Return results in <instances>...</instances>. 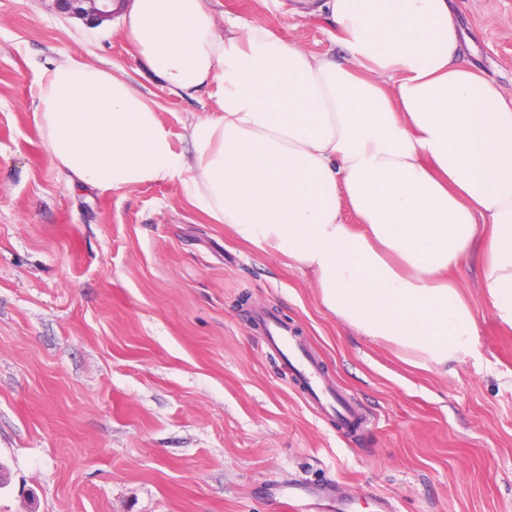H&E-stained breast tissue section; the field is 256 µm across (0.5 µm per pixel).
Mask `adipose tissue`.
Wrapping results in <instances>:
<instances>
[{"instance_id": "1", "label": "adipose tissue", "mask_w": 512, "mask_h": 512, "mask_svg": "<svg viewBox=\"0 0 512 512\" xmlns=\"http://www.w3.org/2000/svg\"><path fill=\"white\" fill-rule=\"evenodd\" d=\"M329 12L340 64L205 0H130L123 30L173 93L210 88L178 154L155 103L113 69L67 56L34 119L49 162L100 192L180 179L190 204L313 274L324 307L415 365L472 355L478 325L450 273L512 326V102L454 59L448 0H299Z\"/></svg>"}]
</instances>
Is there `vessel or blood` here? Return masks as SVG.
Here are the masks:
<instances>
[{
	"instance_id": "vessel-or-blood-1",
	"label": "vessel or blood",
	"mask_w": 512,
	"mask_h": 512,
	"mask_svg": "<svg viewBox=\"0 0 512 512\" xmlns=\"http://www.w3.org/2000/svg\"><path fill=\"white\" fill-rule=\"evenodd\" d=\"M253 321L261 331L267 347L275 352L296 374V382L303 393L336 417L343 429L349 430L360 424L358 409L334 388L326 385L321 368L298 341L293 330L273 312H255Z\"/></svg>"
}]
</instances>
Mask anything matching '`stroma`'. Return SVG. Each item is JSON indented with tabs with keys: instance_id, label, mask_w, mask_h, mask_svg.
Returning <instances> with one entry per match:
<instances>
[{
	"instance_id": "35a3bbf8",
	"label": "stroma",
	"mask_w": 512,
	"mask_h": 512,
	"mask_svg": "<svg viewBox=\"0 0 512 512\" xmlns=\"http://www.w3.org/2000/svg\"><path fill=\"white\" fill-rule=\"evenodd\" d=\"M346 59L327 13L294 0H207ZM467 68L512 100V0H451ZM116 65L154 100L176 152L207 90L169 93L119 17L91 26L52 0H0V512H279L293 481L352 512H512V327L455 271L477 349L445 369L406 363L341 324L309 274L239 241L179 180L101 193L70 185L34 121L63 55ZM269 309L371 422L309 407L252 315Z\"/></svg>"
}]
</instances>
